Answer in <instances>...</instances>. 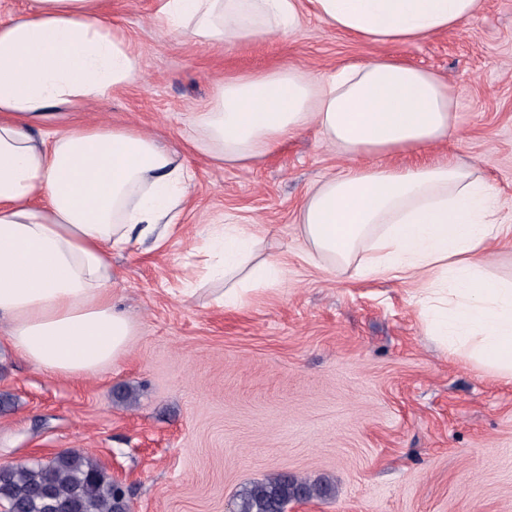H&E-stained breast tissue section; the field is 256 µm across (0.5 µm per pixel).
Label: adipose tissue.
Here are the masks:
<instances>
[{
    "label": "adipose tissue",
    "mask_w": 512,
    "mask_h": 512,
    "mask_svg": "<svg viewBox=\"0 0 512 512\" xmlns=\"http://www.w3.org/2000/svg\"><path fill=\"white\" fill-rule=\"evenodd\" d=\"M0 21V320L12 349L60 376L98 374L126 357L137 332L112 300V253L160 247L188 202L193 174L180 144L132 126L49 124L138 82L140 57L108 20L109 0H30ZM480 0H156L174 37L204 46L288 40L311 14L336 33L415 43L474 19ZM349 163L310 186L299 215L303 256L365 279L418 283L427 335L512 379V279L486 270L504 234L498 199L473 166L444 158L388 166L448 140V86L386 57L325 75L295 67L225 77L199 113L193 146L243 165L307 128ZM217 305L237 309L282 284L248 224H219L205 246ZM365 258H358V251Z\"/></svg>",
    "instance_id": "ef3b65f1"
}]
</instances>
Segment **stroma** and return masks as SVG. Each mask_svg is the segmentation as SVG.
Segmentation results:
<instances>
[{"label": "stroma", "instance_id": "35a3bbf8", "mask_svg": "<svg viewBox=\"0 0 512 512\" xmlns=\"http://www.w3.org/2000/svg\"><path fill=\"white\" fill-rule=\"evenodd\" d=\"M154 11L155 0H112L142 78L60 124L133 125L180 142L224 75L401 59L447 83L454 132L437 150L477 164L512 225V0H481L459 29L409 45L358 41L310 15L287 41L208 48L173 39ZM186 159L195 179L177 230L161 248L112 255V298L137 323L124 359L56 376L0 333V393L13 402L0 412V466L85 450L131 512H234L244 489L278 472L334 487L288 512H512V380L426 335L415 283L301 258L306 189L346 157L309 129L243 166ZM228 215L257 225L265 254L288 264L283 284L237 310L212 305L210 282L180 294Z\"/></svg>", "mask_w": 512, "mask_h": 512}]
</instances>
